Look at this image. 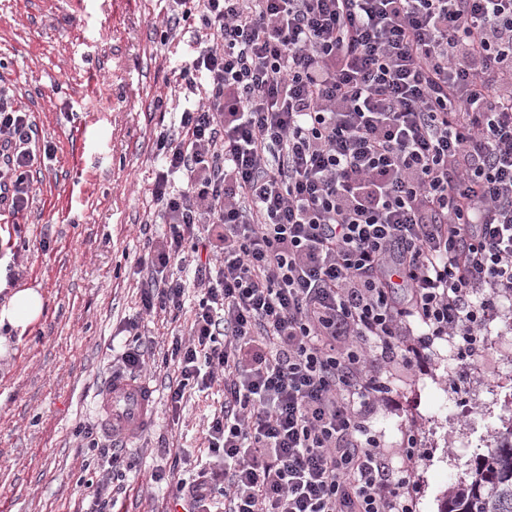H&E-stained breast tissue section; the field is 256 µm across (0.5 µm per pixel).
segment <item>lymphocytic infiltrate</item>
<instances>
[{"mask_svg": "<svg viewBox=\"0 0 512 512\" xmlns=\"http://www.w3.org/2000/svg\"><path fill=\"white\" fill-rule=\"evenodd\" d=\"M197 15L185 37L181 22ZM193 99L156 136L168 230L135 261L141 311L187 336L160 365L172 408L224 384L193 486L224 512H414L368 416L387 379L362 350L422 362L485 345L512 293V0H168ZM31 115L0 92V206L30 201Z\"/></svg>", "mask_w": 512, "mask_h": 512, "instance_id": "1", "label": "lymphocytic infiltrate"}]
</instances>
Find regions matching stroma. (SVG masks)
<instances>
[{
  "label": "stroma",
  "mask_w": 512,
  "mask_h": 512,
  "mask_svg": "<svg viewBox=\"0 0 512 512\" xmlns=\"http://www.w3.org/2000/svg\"><path fill=\"white\" fill-rule=\"evenodd\" d=\"M164 0H0V90L31 112L51 159L31 172L33 202L0 210V257L17 256L18 282L39 287L42 318L0 359V512H88L80 484L95 482L112 434L96 409L130 339L139 302L134 261L166 225L154 222L150 189L154 132L187 44L163 43ZM485 327L487 346L465 366L436 341L431 363L407 374L375 363L392 385L389 408L370 419L387 450L417 425L426 453L415 465L416 512H440L449 488L470 482L484 434L512 417V297ZM156 410L122 450L137 462L112 512H185L161 479L178 466L186 481L209 454L204 428L224 400L221 384L194 392L173 416L164 378L143 373ZM471 405L477 424L450 417ZM97 432L89 447L85 426Z\"/></svg>",
  "instance_id": "35a3bbf8"
}]
</instances>
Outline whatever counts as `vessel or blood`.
Listing matches in <instances>:
<instances>
[{
  "label": "vessel or blood",
  "mask_w": 512,
  "mask_h": 512,
  "mask_svg": "<svg viewBox=\"0 0 512 512\" xmlns=\"http://www.w3.org/2000/svg\"><path fill=\"white\" fill-rule=\"evenodd\" d=\"M155 407L154 391L143 380L111 378L101 398L105 421L113 431L133 435L148 426Z\"/></svg>",
  "instance_id": "1"
}]
</instances>
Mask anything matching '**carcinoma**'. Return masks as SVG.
<instances>
[{
    "instance_id": "carcinoma-1",
    "label": "carcinoma",
    "mask_w": 512,
    "mask_h": 512,
    "mask_svg": "<svg viewBox=\"0 0 512 512\" xmlns=\"http://www.w3.org/2000/svg\"><path fill=\"white\" fill-rule=\"evenodd\" d=\"M440 512H512V432L477 458L471 482L453 489Z\"/></svg>"
}]
</instances>
